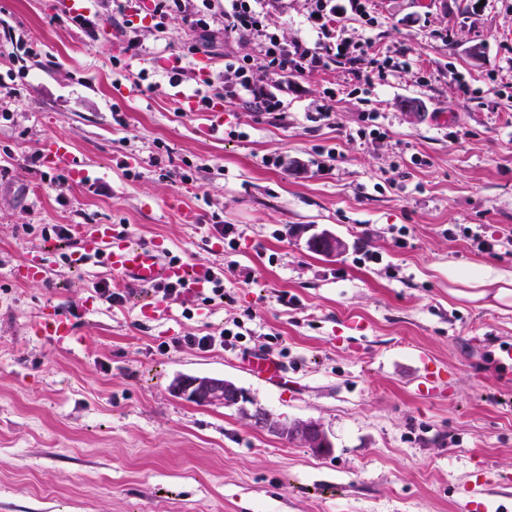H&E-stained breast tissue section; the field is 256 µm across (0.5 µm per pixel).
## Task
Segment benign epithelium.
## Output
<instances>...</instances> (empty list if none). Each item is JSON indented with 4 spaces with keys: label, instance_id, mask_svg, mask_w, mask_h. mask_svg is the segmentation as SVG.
Masks as SVG:
<instances>
[{
    "label": "benign epithelium",
    "instance_id": "obj_1",
    "mask_svg": "<svg viewBox=\"0 0 512 512\" xmlns=\"http://www.w3.org/2000/svg\"><path fill=\"white\" fill-rule=\"evenodd\" d=\"M315 238L327 254L344 248V242L330 231H323ZM171 390L174 394L201 406H224L235 408L248 417L253 425L277 434L291 442L303 444L317 453H328L332 442L320 424L313 420L282 421L262 408L251 410L249 393L235 383L216 376L180 375Z\"/></svg>",
    "mask_w": 512,
    "mask_h": 512
}]
</instances>
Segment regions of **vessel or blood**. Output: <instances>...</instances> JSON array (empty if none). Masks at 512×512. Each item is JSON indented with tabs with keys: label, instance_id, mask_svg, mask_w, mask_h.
<instances>
[{
	"label": "vessel or blood",
	"instance_id": "1",
	"mask_svg": "<svg viewBox=\"0 0 512 512\" xmlns=\"http://www.w3.org/2000/svg\"><path fill=\"white\" fill-rule=\"evenodd\" d=\"M45 154L52 164L68 165L73 178L84 180L90 175L85 164L77 159L68 140L49 141ZM162 255L163 252L157 245L135 243L116 232L111 225L94 224L80 231L78 247L71 256V262L81 266L99 257L112 273L130 282L147 285L164 279L185 282L188 288L197 292L207 288L209 271L189 273L184 264L164 261ZM40 333L61 345L76 338L71 321L66 316L53 312L43 315Z\"/></svg>",
	"mask_w": 512,
	"mask_h": 512
}]
</instances>
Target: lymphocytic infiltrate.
Segmentation results:
<instances>
[{
	"instance_id": "obj_1",
	"label": "lymphocytic infiltrate",
	"mask_w": 512,
	"mask_h": 512,
	"mask_svg": "<svg viewBox=\"0 0 512 512\" xmlns=\"http://www.w3.org/2000/svg\"><path fill=\"white\" fill-rule=\"evenodd\" d=\"M271 0H154L157 15L172 14L189 22L192 28H207V19L220 15L224 19V34L239 40L258 43L256 58H224V85L228 94H248L258 115L280 111L283 102L278 96L250 82L246 72L260 66L268 78L288 75L302 76L326 71L332 66L344 68L357 86L373 87L375 79L394 71L390 57L379 56L370 41L350 47L345 36L347 14L369 16V0H315L308 16L312 29L318 33L317 42L305 39L282 40L270 33L267 17Z\"/></svg>"
}]
</instances>
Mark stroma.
I'll return each instance as SVG.
<instances>
[{
  "instance_id": "35a3bbf8",
  "label": "stroma",
  "mask_w": 512,
  "mask_h": 512,
  "mask_svg": "<svg viewBox=\"0 0 512 512\" xmlns=\"http://www.w3.org/2000/svg\"><path fill=\"white\" fill-rule=\"evenodd\" d=\"M373 6L346 37L408 67L365 94L340 67L294 79L278 121L248 96L215 100L223 125L206 135L181 97L222 74L225 54L257 53L225 39L222 18L192 31L161 26L150 0L123 17L111 0L79 15L0 0V43L27 39L16 63L0 57V512H512V361L499 356L512 293L463 282L474 267L512 271V0ZM309 9L286 0L269 25L309 38ZM56 138L90 179L56 186L67 169L44 157ZM90 224L223 269L227 299L139 292L109 306L95 286L119 276L61 260ZM325 230L341 253L309 249ZM470 230L503 242L477 251ZM35 247L48 252L39 282L22 277ZM48 309L77 342L41 336ZM244 319L252 334L236 347L184 342ZM261 356L285 382L251 374ZM424 356L444 379L435 395ZM180 374L224 377L273 415L315 420L333 448L178 397Z\"/></svg>"
}]
</instances>
